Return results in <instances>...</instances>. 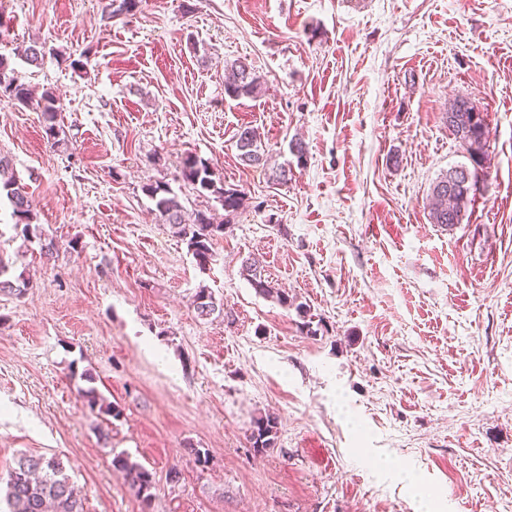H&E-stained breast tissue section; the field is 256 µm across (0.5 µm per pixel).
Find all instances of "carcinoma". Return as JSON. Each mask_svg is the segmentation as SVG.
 Segmentation results:
<instances>
[{"instance_id":"cac0c4a2","label":"carcinoma","mask_w":512,"mask_h":512,"mask_svg":"<svg viewBox=\"0 0 512 512\" xmlns=\"http://www.w3.org/2000/svg\"><path fill=\"white\" fill-rule=\"evenodd\" d=\"M140 0H109L106 9L112 17L129 15L137 11ZM224 93L232 98L254 97L262 89L260 77L253 67L243 60H236L226 68ZM0 102L19 103L39 109L45 122L46 132L54 139L53 145L59 146L58 139L62 107L56 97L45 91L40 97L32 95L29 87L18 81L10 61L0 56ZM448 130L465 148L472 161V168L461 166L453 171L465 172L468 179L449 182L444 174L436 180L427 199L428 215L431 223L451 229L463 220L467 206L471 203V193L479 179L484 176V146L489 136L486 115L464 98L455 99L446 112ZM240 159L247 165H259L263 161L260 133L252 127L240 128L236 139ZM182 181L191 186L200 196L212 195L231 216L243 205L245 191L237 188H224V184L215 179L208 163L194 155H187L181 162ZM142 190L155 202L160 219L174 229V234L186 242L188 250L203 266L211 259L213 246L218 238L224 236L226 224L214 221L204 211L187 213L177 196L162 181L147 183ZM5 194L13 208L15 226L22 227L21 233L27 239L35 238L40 245V254L51 257L57 250L52 238L42 233L33 223V212L27 192L17 184L9 161L0 157V194ZM244 278L260 294L275 299L280 305L288 307L293 301L288 295L274 288L263 277L258 261H247L242 268ZM28 281L23 275L8 276V270L0 264V293L19 296L27 288ZM193 308L198 317L208 319L224 314L223 305L216 302L209 289L202 287L193 296ZM81 379L89 386L81 389L82 397L90 408L114 418H120L122 409L112 403L103 404L95 378L85 372ZM276 418L265 416L255 420L249 435L251 447L258 454L275 447L277 438ZM112 466L123 472L135 495L145 505H150L155 488V478L150 470L130 460L124 454L112 458ZM4 500L7 512H84V502L65 473L62 461L54 456L21 455L5 480Z\"/></svg>"}]
</instances>
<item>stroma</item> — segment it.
Masks as SVG:
<instances>
[{
	"label": "stroma",
	"mask_w": 512,
	"mask_h": 512,
	"mask_svg": "<svg viewBox=\"0 0 512 512\" xmlns=\"http://www.w3.org/2000/svg\"><path fill=\"white\" fill-rule=\"evenodd\" d=\"M106 3L0 0V55L63 108L55 147L39 110L0 103V157L58 244L41 257L0 199V263L29 280L0 294V478L61 457L86 512H512V0ZM35 42L38 67L16 52ZM238 59L257 96L225 95ZM459 97L489 138L448 230L426 199L471 164L444 119ZM189 153L246 191L203 268L142 190L221 213L180 178ZM249 258L294 306L256 293ZM201 287L225 316L198 318ZM85 371L119 419L83 400ZM262 416L278 435L258 454ZM121 452L153 472L150 510ZM260 133L252 127H241L237 133L236 146L240 159L247 165H260L264 151L261 149ZM277 421L275 417L265 416L255 420L249 435L251 447L258 454L274 448L277 438Z\"/></svg>",
	"instance_id": "stroma-1"
}]
</instances>
